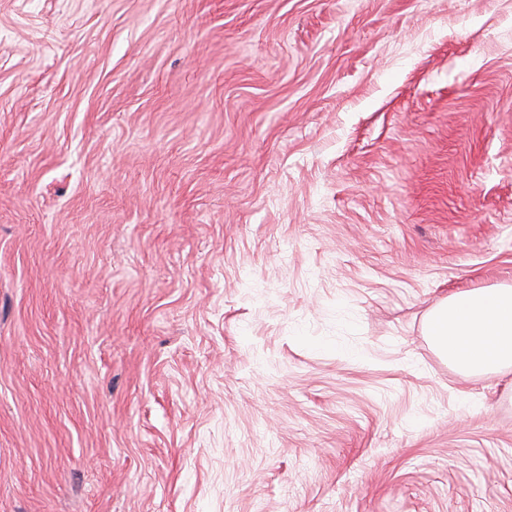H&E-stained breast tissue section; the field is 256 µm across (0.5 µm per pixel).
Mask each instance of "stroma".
Wrapping results in <instances>:
<instances>
[{"label": "stroma", "instance_id": "stroma-1", "mask_svg": "<svg viewBox=\"0 0 512 512\" xmlns=\"http://www.w3.org/2000/svg\"><path fill=\"white\" fill-rule=\"evenodd\" d=\"M512 0H0V512H512ZM427 336L464 372L492 375L512 369V286L450 295L429 313Z\"/></svg>", "mask_w": 512, "mask_h": 512}]
</instances>
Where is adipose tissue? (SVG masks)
I'll list each match as a JSON object with an SVG mask.
<instances>
[{
	"instance_id": "obj_1",
	"label": "adipose tissue",
	"mask_w": 512,
	"mask_h": 512,
	"mask_svg": "<svg viewBox=\"0 0 512 512\" xmlns=\"http://www.w3.org/2000/svg\"><path fill=\"white\" fill-rule=\"evenodd\" d=\"M427 333L462 371L492 375L512 369V286L450 295L429 313Z\"/></svg>"
}]
</instances>
